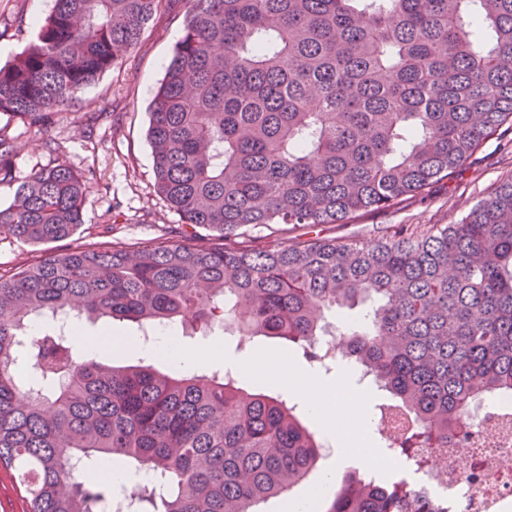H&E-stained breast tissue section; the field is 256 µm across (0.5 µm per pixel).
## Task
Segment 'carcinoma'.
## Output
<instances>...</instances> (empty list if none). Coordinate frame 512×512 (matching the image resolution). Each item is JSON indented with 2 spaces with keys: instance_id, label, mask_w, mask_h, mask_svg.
Returning <instances> with one entry per match:
<instances>
[{
  "instance_id": "cac0c4a2",
  "label": "carcinoma",
  "mask_w": 512,
  "mask_h": 512,
  "mask_svg": "<svg viewBox=\"0 0 512 512\" xmlns=\"http://www.w3.org/2000/svg\"><path fill=\"white\" fill-rule=\"evenodd\" d=\"M183 34L149 106L155 192L180 217L134 249L48 251L0 276V469L29 512H257L316 470L297 406L228 372L84 359L33 319L72 312L142 329L192 319L298 345L322 364L324 312L376 300L346 326L351 357L407 412L399 455L468 437L467 414L512 392V178L456 224L385 239H295L269 224H348L452 177L512 126V0H185ZM168 0H54L0 66V112L44 125L138 44ZM0 129V184L16 182ZM93 171L34 170L0 206V233L73 236ZM110 456L135 464L101 485ZM146 468L158 481H140ZM328 512H445L409 482L350 477Z\"/></svg>"
}]
</instances>
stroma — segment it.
Segmentation results:
<instances>
[{"mask_svg":"<svg viewBox=\"0 0 512 512\" xmlns=\"http://www.w3.org/2000/svg\"><path fill=\"white\" fill-rule=\"evenodd\" d=\"M52 7L53 0H0V18L10 25L8 34L0 37V65L22 52ZM183 15L181 0H175L171 9L154 16L135 49L86 88L74 104L56 113L51 124L33 125L0 113V129L15 142L18 180L59 159L77 170L94 171L84 222L73 236V244L107 241L117 248H131L165 234L179 222L178 215L153 189V161L146 130L147 106L182 35ZM96 112L101 113V120L90 122V115ZM55 141L62 145V154L51 151ZM511 176L512 128H503L486 141L462 171L435 184L424 198L387 211L366 213L351 224H274L255 229L252 235L262 246L294 237L372 243L395 224L423 228L455 223ZM173 329L181 344L198 351L213 342L223 344V360L203 361L206 369L221 371L229 362L240 367L261 353L278 354L298 370L310 368L301 352L277 340L257 338L249 343L236 329L221 326L205 335L178 322Z\"/></svg>","mask_w":512,"mask_h":512,"instance_id":"obj_1","label":"stroma"}]
</instances>
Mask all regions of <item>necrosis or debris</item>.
I'll use <instances>...</instances> for the list:
<instances>
[{"label":"necrosis or debris","instance_id":"4bbe7bcc","mask_svg":"<svg viewBox=\"0 0 512 512\" xmlns=\"http://www.w3.org/2000/svg\"><path fill=\"white\" fill-rule=\"evenodd\" d=\"M465 442L420 480L423 492H446L450 512H512V393L471 416Z\"/></svg>","mask_w":512,"mask_h":512}]
</instances>
